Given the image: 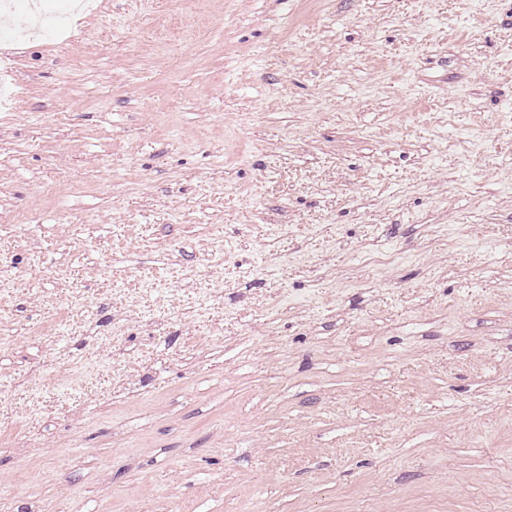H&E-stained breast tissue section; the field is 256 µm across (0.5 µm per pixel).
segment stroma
<instances>
[{
    "mask_svg": "<svg viewBox=\"0 0 512 512\" xmlns=\"http://www.w3.org/2000/svg\"><path fill=\"white\" fill-rule=\"evenodd\" d=\"M11 23L0 512H512V0Z\"/></svg>",
    "mask_w": 512,
    "mask_h": 512,
    "instance_id": "1",
    "label": "stroma"
}]
</instances>
